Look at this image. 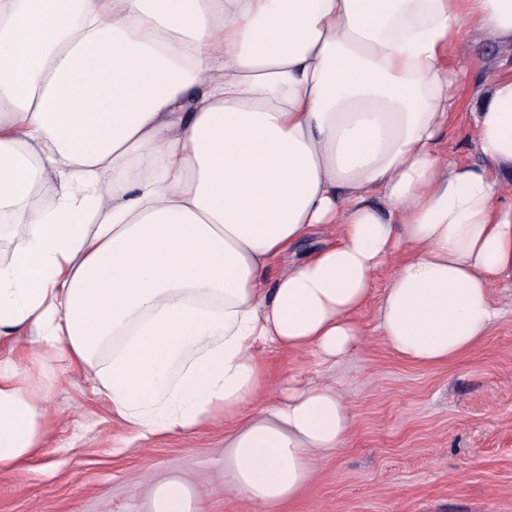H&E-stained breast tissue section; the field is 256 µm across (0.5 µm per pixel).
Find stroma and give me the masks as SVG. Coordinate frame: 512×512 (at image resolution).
<instances>
[{"instance_id": "1", "label": "stroma", "mask_w": 512, "mask_h": 512, "mask_svg": "<svg viewBox=\"0 0 512 512\" xmlns=\"http://www.w3.org/2000/svg\"><path fill=\"white\" fill-rule=\"evenodd\" d=\"M454 62L475 97L493 70L512 68V48L471 37ZM338 231L316 226L269 269L266 285ZM490 296L501 321L472 352L439 367L391 350L372 303L356 315L362 342L337 361L260 350L267 384L251 412L273 408L294 376L336 386L355 417L348 442L318 461L312 484L280 512H512V288L493 286ZM47 400L59 421L24 470L0 473V512H152L149 483L169 478L204 490L202 512H262L224 489L232 423L219 418L196 433L132 440L81 369Z\"/></svg>"}]
</instances>
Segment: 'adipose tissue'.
Listing matches in <instances>:
<instances>
[{
  "label": "adipose tissue",
  "mask_w": 512,
  "mask_h": 512,
  "mask_svg": "<svg viewBox=\"0 0 512 512\" xmlns=\"http://www.w3.org/2000/svg\"><path fill=\"white\" fill-rule=\"evenodd\" d=\"M473 34L512 46V0H0V472L79 368L134 438L233 421L224 489L271 512L354 415L322 381L246 414L259 347L339 358L373 301L415 364L472 350L512 286V72L468 112L477 161L441 148ZM202 496L165 481L152 512ZM339 228L334 224L316 226L308 239L297 247L294 252L282 256L269 269L265 276V288H271L281 271L310 257L315 251L331 244L338 234Z\"/></svg>",
  "instance_id": "1"
}]
</instances>
